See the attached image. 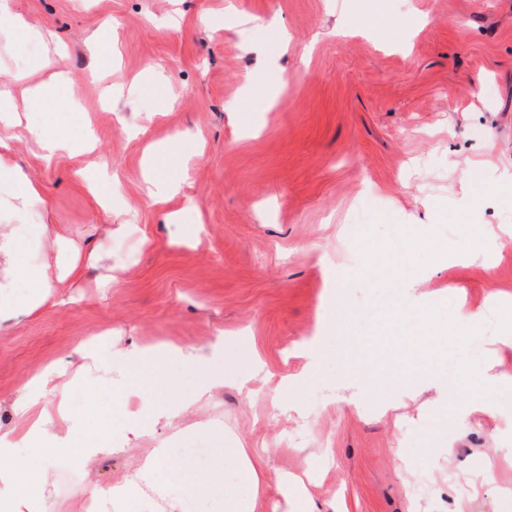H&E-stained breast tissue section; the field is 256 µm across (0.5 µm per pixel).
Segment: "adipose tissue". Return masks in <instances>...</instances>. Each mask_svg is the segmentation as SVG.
<instances>
[{
    "instance_id": "adipose-tissue-1",
    "label": "adipose tissue",
    "mask_w": 512,
    "mask_h": 512,
    "mask_svg": "<svg viewBox=\"0 0 512 512\" xmlns=\"http://www.w3.org/2000/svg\"><path fill=\"white\" fill-rule=\"evenodd\" d=\"M62 133L30 126L45 161L83 151L96 144L91 123H73L58 114ZM20 121L10 88L0 89V191L1 202L13 221L0 224V329L22 316H33L58 307L84 271L101 262L98 247L76 243L54 224L43 223L36 211L44 201V187L14 160L20 139ZM183 154L181 141L156 149L150 161V179L160 196L176 195L179 181L171 163ZM401 326L406 363L391 374L392 381L414 387L418 382H437L438 361L423 346V326ZM104 384L114 396L112 421L119 428L115 440L87 433L83 421L68 406V383L53 368L35 373L20 389L12 405L14 422L0 432V512H38L53 491L41 482L34 493L18 491L16 478L38 463L48 468L74 456L90 462L104 455L126 452L136 442L152 440L151 453L123 481L108 488H85L84 512H99L101 500H109L113 512H198L211 501L212 491L223 490L220 512H257L259 477L243 450L213 449L218 467H201L183 459L171 461L165 441L156 437L158 426H171L176 418L206 405L215 392L233 385L246 389L251 377L233 368L223 340L207 348L179 346L117 347L111 352ZM32 445L36 458L19 455V445Z\"/></svg>"
}]
</instances>
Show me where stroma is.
Segmentation results:
<instances>
[{
	"label": "stroma",
	"instance_id": "stroma-1",
	"mask_svg": "<svg viewBox=\"0 0 512 512\" xmlns=\"http://www.w3.org/2000/svg\"><path fill=\"white\" fill-rule=\"evenodd\" d=\"M23 25L0 27V84L56 59L79 89L65 111L90 116L95 151L17 165L46 189L45 216L98 247L118 287L76 288L60 308L0 331V424L40 369L66 371L96 341L99 367L70 394L108 433L100 381L113 348L173 343L261 359L247 391L227 387L177 420L194 446L223 430L258 457L259 509L283 505L278 474L302 478L292 512H512V407L481 394L447 403L431 383L347 401L335 381L342 336L281 417L283 377L340 304L360 338L403 349L386 306L412 315L451 304L480 316L448 339L449 383L472 373L466 337L495 327L485 353L512 392V0H12ZM182 139L178 195L157 202L151 146ZM106 169L112 212L75 189L72 165ZM193 204L182 223L167 212ZM428 225L435 253L398 254L383 220ZM132 223L106 238L107 223ZM151 246H142V238ZM431 462H419L422 449ZM145 451L33 468L47 512H83L77 493L130 475Z\"/></svg>",
	"mask_w": 512,
	"mask_h": 512
}]
</instances>
